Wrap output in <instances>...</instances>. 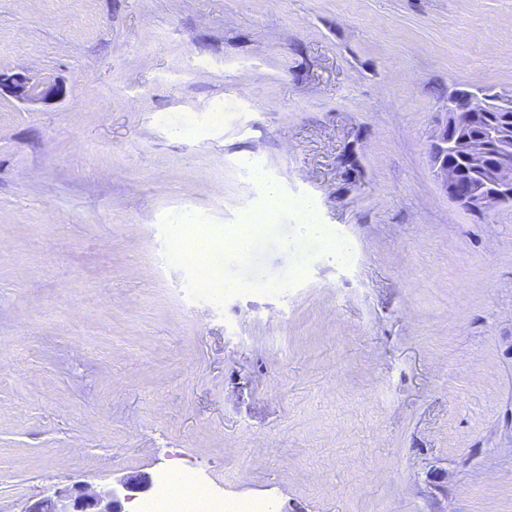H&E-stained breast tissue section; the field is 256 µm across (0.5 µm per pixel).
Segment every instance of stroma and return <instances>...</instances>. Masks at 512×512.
I'll list each match as a JSON object with an SVG mask.
<instances>
[{"label":"stroma","mask_w":512,"mask_h":512,"mask_svg":"<svg viewBox=\"0 0 512 512\" xmlns=\"http://www.w3.org/2000/svg\"><path fill=\"white\" fill-rule=\"evenodd\" d=\"M21 66L66 94L0 99V512L185 470L512 512V207L429 161L450 91L512 88V0H0Z\"/></svg>","instance_id":"35a3bbf8"}]
</instances>
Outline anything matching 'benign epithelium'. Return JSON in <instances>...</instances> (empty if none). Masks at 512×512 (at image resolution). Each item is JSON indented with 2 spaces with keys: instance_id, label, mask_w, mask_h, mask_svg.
<instances>
[{
  "instance_id": "1",
  "label": "benign epithelium",
  "mask_w": 512,
  "mask_h": 512,
  "mask_svg": "<svg viewBox=\"0 0 512 512\" xmlns=\"http://www.w3.org/2000/svg\"><path fill=\"white\" fill-rule=\"evenodd\" d=\"M6 94L17 101L48 104L63 96L64 87L55 77L41 76L20 67L10 72L0 71V95ZM452 110L448 118L434 131L430 145L433 173L448 198L476 215H484L494 206L512 203V164L502 161L490 165L488 154L499 147V141L512 140V132L493 128L487 138L476 140L467 132L468 122L460 113L469 112L476 117L485 112H511L512 93L493 88L460 91L451 96ZM453 154L457 163L469 167L482 182L475 189L460 180V167L448 162ZM147 487L140 474L124 477L119 486L94 491L80 484L57 489L53 495L31 503L25 512H124L122 500L132 499V493Z\"/></svg>"
}]
</instances>
